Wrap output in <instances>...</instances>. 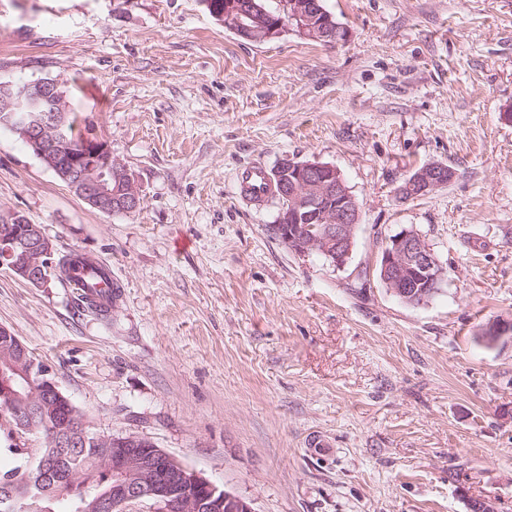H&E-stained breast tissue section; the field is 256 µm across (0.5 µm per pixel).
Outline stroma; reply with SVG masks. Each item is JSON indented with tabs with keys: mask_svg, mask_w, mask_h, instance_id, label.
<instances>
[{
	"mask_svg": "<svg viewBox=\"0 0 512 512\" xmlns=\"http://www.w3.org/2000/svg\"><path fill=\"white\" fill-rule=\"evenodd\" d=\"M329 45L225 30L203 0H0V81L51 79L143 201L104 214L0 127V220L107 263L108 316L0 269V325L94 432H138L254 512H512V0H323ZM335 166L361 221L337 268L271 230L236 174ZM455 176L409 201L420 167ZM416 229L446 268L420 306L377 267ZM324 448L309 446L311 436Z\"/></svg>",
	"mask_w": 512,
	"mask_h": 512,
	"instance_id": "1",
	"label": "stroma"
}]
</instances>
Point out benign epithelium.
<instances>
[{
  "instance_id": "benign-epithelium-1",
  "label": "benign epithelium",
  "mask_w": 512,
  "mask_h": 512,
  "mask_svg": "<svg viewBox=\"0 0 512 512\" xmlns=\"http://www.w3.org/2000/svg\"><path fill=\"white\" fill-rule=\"evenodd\" d=\"M224 28L247 41H263L291 30L326 44H338L347 32L315 0H283L276 13L255 0H204ZM62 94L55 82L20 86L0 83V124L21 134L34 155L91 208L112 214L132 212L142 201L139 187L125 165L112 157L109 144L89 137L69 148ZM279 188L280 208L273 230L281 243L299 255H319L342 267L351 255L360 207L341 172L317 160L285 157L268 173ZM455 173L442 164L415 171L398 189L410 198L448 185ZM55 246L37 224L17 218L0 224V268L36 287L50 281ZM379 280L401 301L420 306L445 282L446 268L413 228L386 241L379 262ZM512 334L507 323H492L482 334L491 347ZM0 398L14 406L12 428L17 436L36 435L41 426L29 421L32 404L54 401L64 414L52 415L53 433L107 449L105 463L116 477L112 488L96 495L93 512H128L140 502L152 512H254L245 499L219 490L191 471L149 437L126 432L92 435L78 410L59 389L50 370L28 355L12 331L0 326ZM44 478L38 456L20 459L14 473L0 479V512H20V491Z\"/></svg>"
}]
</instances>
